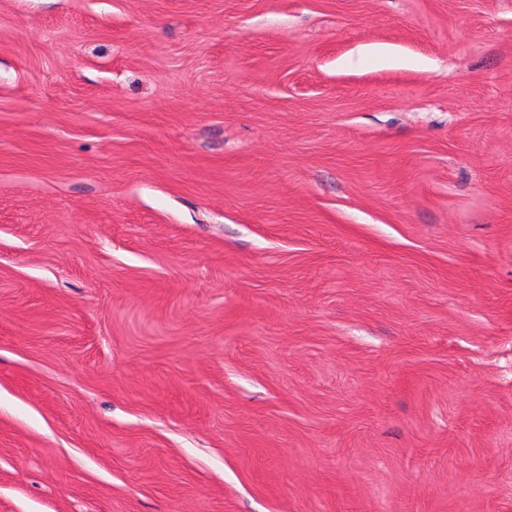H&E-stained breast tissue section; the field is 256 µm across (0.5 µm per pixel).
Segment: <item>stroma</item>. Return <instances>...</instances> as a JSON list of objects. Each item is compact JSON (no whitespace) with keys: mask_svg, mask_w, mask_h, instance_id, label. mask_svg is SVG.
Listing matches in <instances>:
<instances>
[{"mask_svg":"<svg viewBox=\"0 0 512 512\" xmlns=\"http://www.w3.org/2000/svg\"><path fill=\"white\" fill-rule=\"evenodd\" d=\"M0 512H512V0H0Z\"/></svg>","mask_w":512,"mask_h":512,"instance_id":"obj_1","label":"stroma"}]
</instances>
